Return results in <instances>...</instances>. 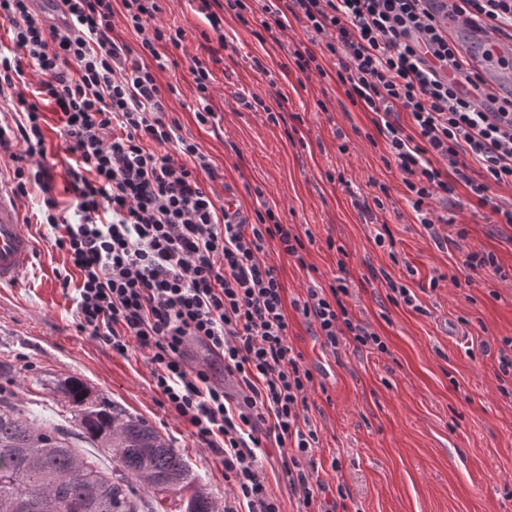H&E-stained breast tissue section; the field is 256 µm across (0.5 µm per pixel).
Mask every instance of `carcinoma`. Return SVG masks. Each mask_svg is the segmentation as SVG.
Here are the masks:
<instances>
[{"label":"carcinoma","instance_id":"carcinoma-1","mask_svg":"<svg viewBox=\"0 0 512 512\" xmlns=\"http://www.w3.org/2000/svg\"><path fill=\"white\" fill-rule=\"evenodd\" d=\"M58 391L79 408L81 433L112 449L118 476L106 477L84 463L59 427L38 425L4 405L0 512H137L135 483L159 505L172 496L183 501L184 512H214L212 497L187 461L144 418L91 399L79 379L64 380Z\"/></svg>","mask_w":512,"mask_h":512}]
</instances>
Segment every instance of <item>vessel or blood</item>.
Segmentation results:
<instances>
[{"label":"vessel or blood","mask_w":512,"mask_h":512,"mask_svg":"<svg viewBox=\"0 0 512 512\" xmlns=\"http://www.w3.org/2000/svg\"><path fill=\"white\" fill-rule=\"evenodd\" d=\"M446 27L449 32L467 33L468 42L457 43L459 54L477 52L488 73L498 74L512 71V47L491 40L489 36L470 29L462 17L448 15ZM449 83L458 94L469 100L478 110L492 108L493 97L500 91L492 85L479 87L470 84L463 72L448 69L444 72ZM34 252V244L20 222L19 212L11 194L0 189V286L13 285L25 276Z\"/></svg>","instance_id":"b4317fda"}]
</instances>
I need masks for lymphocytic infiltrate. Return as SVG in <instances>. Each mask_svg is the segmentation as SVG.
Listing matches in <instances>:
<instances>
[{
	"label": "lymphocytic infiltrate",
	"mask_w": 512,
	"mask_h": 512,
	"mask_svg": "<svg viewBox=\"0 0 512 512\" xmlns=\"http://www.w3.org/2000/svg\"><path fill=\"white\" fill-rule=\"evenodd\" d=\"M35 0H0L14 53L0 50V97L15 102L17 137L0 126V150L20 141L28 156H45L42 103L53 104L71 157V212L60 210L44 164L16 167L14 192L43 194V221L56 232L80 279L79 327L113 352L130 345L148 354L165 403L198 442L220 453L224 474L246 512H282L258 451L274 440L280 471L303 512H329L322 483L308 472L320 444L309 416L313 373L288 341L283 287L267 258L268 243L291 257L303 246L272 209L254 217L219 205L203 179L210 160L167 122V105L150 60L180 47L181 33L152 26L157 0H62L52 23ZM466 22L486 32L512 29V0H449ZM276 27L301 17L306 31L326 36L337 79L351 104L373 125L407 176L412 207L438 244L431 201L460 182L478 206L512 226V203L493 202L491 186L512 184V113L477 111L458 96L440 68H461L430 0H274L264 8ZM140 38L131 48L112 25L114 14ZM431 57L423 59L417 44ZM43 74L24 92L22 60ZM411 124L403 126L400 117ZM174 145L175 154L164 153ZM344 278L308 289L296 309L329 352L341 346L384 349L375 331L354 318ZM203 344L237 385L229 395L208 371L186 364L188 341Z\"/></svg>",
	"instance_id": "lymphocytic-infiltrate-1"
}]
</instances>
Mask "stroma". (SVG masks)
Masks as SVG:
<instances>
[{"mask_svg":"<svg viewBox=\"0 0 512 512\" xmlns=\"http://www.w3.org/2000/svg\"><path fill=\"white\" fill-rule=\"evenodd\" d=\"M244 19L224 14V46L202 49L210 26L197 0H160L157 21L184 31L182 49H167L156 76L171 118L213 164L210 186L231 194L245 214L272 208L297 234H310L300 259L268 252L287 299L329 287L344 259L356 319L370 325L386 351L348 347L328 353L302 316L289 311V341L312 368L308 403L320 447L314 461L336 512H512V380H498V349L512 338V227L473 205L463 187L448 195V244L438 247L418 223L413 196L384 145H372V115L353 106L336 77L288 69L294 44L308 33L295 19L267 32L263 0H249ZM209 64L215 118L197 123L193 60ZM278 107L280 118L248 108L252 97ZM45 162L55 196L68 207L69 156L53 106H45ZM381 197V207L363 203ZM35 242L26 276L0 287V401L35 423L66 431L84 461L102 473L112 454L83 439L78 412L55 390L77 377L94 396L144 417L186 459L216 504L236 508L233 483L217 456L163 403L146 354L113 353L78 327L72 271L43 224L42 193L16 197ZM383 244H376V235ZM468 251L495 253L504 276L471 271ZM405 285L418 308L394 304L388 281Z\"/></svg>","mask_w":512,"mask_h":512,"instance_id":"stroma-1","label":"stroma"}]
</instances>
